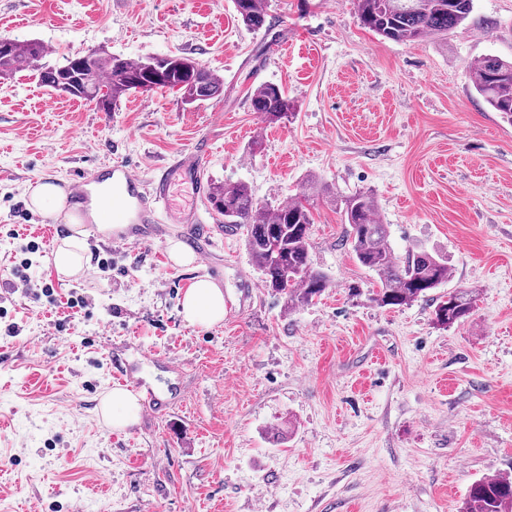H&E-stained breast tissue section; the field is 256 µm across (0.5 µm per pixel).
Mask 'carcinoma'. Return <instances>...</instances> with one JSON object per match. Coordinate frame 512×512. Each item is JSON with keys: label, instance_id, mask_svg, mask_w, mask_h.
<instances>
[{"label": "carcinoma", "instance_id": "1", "mask_svg": "<svg viewBox=\"0 0 512 512\" xmlns=\"http://www.w3.org/2000/svg\"><path fill=\"white\" fill-rule=\"evenodd\" d=\"M236 17L258 31L266 27L267 0H233ZM360 23L377 35L396 42H418L445 35L472 13L473 0H356ZM46 48L36 40L10 41L0 54V78L28 66L38 72L42 85L70 96L93 101L109 112L132 92L177 89L187 105L200 104L223 92V80L198 62L183 56H148L124 59L113 67V56L92 54L83 60L66 57L61 65L43 63ZM478 95L501 117L512 123V61L484 57L470 71ZM251 105L270 123L289 116L293 101L273 83L250 92ZM317 183L304 185L301 194L267 207L245 183H224L212 188L209 201L221 203L227 227L243 231L245 245L266 288L293 310L313 302L331 283L314 269L311 259L313 214L310 200ZM342 223L349 226L347 241L356 262L383 276L381 286L368 290V300L380 307L408 306L448 282V261L435 252L412 248L397 257L389 244L388 225L377 219V200L370 191H357L344 199ZM476 305L471 289H455L436 297L434 321L444 327L465 324ZM458 512H512V474L475 481Z\"/></svg>", "mask_w": 512, "mask_h": 512}]
</instances>
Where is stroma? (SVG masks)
<instances>
[{"mask_svg":"<svg viewBox=\"0 0 512 512\" xmlns=\"http://www.w3.org/2000/svg\"><path fill=\"white\" fill-rule=\"evenodd\" d=\"M267 11L257 32L232 0H0V38L41 41L48 64L181 55L224 81L196 107L158 90L105 112L29 69L0 80V512H457L474 481L512 472V124L469 79L484 56L512 59V0H473L464 24L415 43L365 29L354 0ZM263 82L294 100L289 120L254 112ZM200 137L213 144L206 187L243 182L269 206L308 179L326 187L312 208L313 263L333 283L320 299L288 311L250 291L242 273L261 275L244 237L205 198L208 264L174 265L166 243L184 227L162 224L127 248L86 231L90 269L57 274L31 183L116 161L149 177ZM360 189L396 254L436 252L448 289L477 290L468 323L436 326L428 300L348 298L350 284L379 285L336 209ZM25 261L51 297L14 277ZM212 265L224 320L187 324L182 294ZM78 295L88 307H71ZM118 363L162 404L122 430L100 412Z\"/></svg>","mask_w":512,"mask_h":512,"instance_id":"stroma-1","label":"stroma"}]
</instances>
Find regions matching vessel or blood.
I'll list each match as a JSON object with an SVG mask.
<instances>
[{
	"mask_svg": "<svg viewBox=\"0 0 512 512\" xmlns=\"http://www.w3.org/2000/svg\"><path fill=\"white\" fill-rule=\"evenodd\" d=\"M209 154V142L197 140L161 175L151 178L144 177L129 163L115 164L120 176L119 188L102 195L99 203L102 214L120 216L131 201H138L139 223L157 224L165 218L169 223L186 225L188 244L198 262L207 263L211 231L198 215L197 202L204 191L202 170Z\"/></svg>",
	"mask_w": 512,
	"mask_h": 512,
	"instance_id": "b4317fda",
	"label": "vessel or blood"
}]
</instances>
